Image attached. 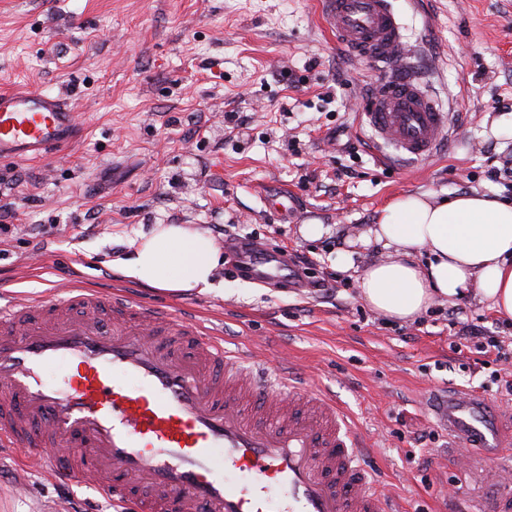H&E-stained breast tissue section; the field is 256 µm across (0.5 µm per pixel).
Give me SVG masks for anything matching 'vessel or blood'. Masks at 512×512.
Wrapping results in <instances>:
<instances>
[{
    "mask_svg": "<svg viewBox=\"0 0 512 512\" xmlns=\"http://www.w3.org/2000/svg\"><path fill=\"white\" fill-rule=\"evenodd\" d=\"M339 44L380 77L365 121L407 160L432 156L449 113L423 89L404 50L391 0H320ZM76 114L38 89L0 92V160L31 161L69 146ZM242 270L280 280L286 257L261 243L234 244ZM175 307L121 289L72 284L0 311V442L60 449L54 479L97 488L137 512H397L359 457L368 442L329 393L288 365L271 384ZM69 368L64 386L44 381ZM454 438L483 448L487 416L468 396L438 412Z\"/></svg>",
    "mask_w": 512,
    "mask_h": 512,
    "instance_id": "1",
    "label": "vessel or blood"
}]
</instances>
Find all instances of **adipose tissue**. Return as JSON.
Masks as SVG:
<instances>
[{"mask_svg": "<svg viewBox=\"0 0 512 512\" xmlns=\"http://www.w3.org/2000/svg\"><path fill=\"white\" fill-rule=\"evenodd\" d=\"M363 242L388 250L365 268L359 295L380 316L415 318L437 299L478 296L512 320V201L463 193L447 199L403 194L384 206ZM219 251L192 224H158L121 264L122 274L171 295L218 291Z\"/></svg>", "mask_w": 512, "mask_h": 512, "instance_id": "1", "label": "adipose tissue"}]
</instances>
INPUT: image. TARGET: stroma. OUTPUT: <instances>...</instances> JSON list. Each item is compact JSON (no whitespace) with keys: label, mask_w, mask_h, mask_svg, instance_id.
Segmentation results:
<instances>
[{"label":"stroma","mask_w":512,"mask_h":512,"mask_svg":"<svg viewBox=\"0 0 512 512\" xmlns=\"http://www.w3.org/2000/svg\"><path fill=\"white\" fill-rule=\"evenodd\" d=\"M392 5L418 74L453 113L429 160L377 143L361 114L379 72L337 43L317 0H0V91L66 98L79 125L67 149L0 162V208L14 213L0 221V284L34 296L76 275L185 308L229 348L326 387L370 438L364 466L408 512H470L512 458L457 446L430 403L472 396L512 443V322L470 296L381 317L358 280L386 253L359 238L402 194L512 199V139L497 132L512 118V0ZM280 194L286 222L269 204ZM312 221L316 239L301 233ZM157 224L311 265L269 286L228 254L215 271L226 293L171 296L119 269ZM40 454L0 447V512H125L51 478Z\"/></svg>","instance_id":"stroma-1"}]
</instances>
